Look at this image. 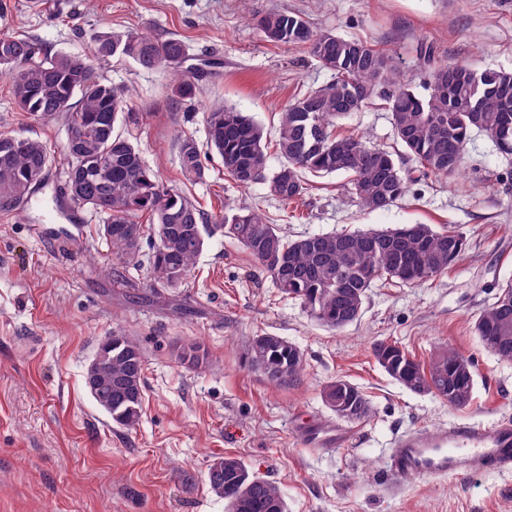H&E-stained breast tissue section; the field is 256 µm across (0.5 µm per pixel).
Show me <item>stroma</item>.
<instances>
[{
    "instance_id": "1",
    "label": "stroma",
    "mask_w": 512,
    "mask_h": 512,
    "mask_svg": "<svg viewBox=\"0 0 512 512\" xmlns=\"http://www.w3.org/2000/svg\"><path fill=\"white\" fill-rule=\"evenodd\" d=\"M11 33L44 52L88 53L96 34L131 30L184 41L190 64L216 67L198 99L172 96V76L129 60L98 71L128 91L118 129L136 142L160 182L211 216L257 209L289 238L386 229L403 224L455 227L467 246L448 272L418 286L380 283L360 319L333 332L283 296L258 262L223 230L211 228L189 278L152 293L149 259L156 239L146 225L139 261L122 265L88 214L81 224H45L43 205L62 198L68 160L62 121L19 111L0 81V131L40 139L53 163L23 215L0 208V512H226L209 488L213 460L234 455L278 485L287 512H512V470L472 477L394 476L387 468L396 436L458 423L512 419V364L486 351L474 332L497 285L512 279V164L487 136L466 147L453 183L412 182L385 210L361 209L344 177H309L302 201L283 205L265 185L238 186L207 143L205 114L229 105L275 135L281 108L332 79L299 46L267 42L253 20L295 12L313 29L359 39L390 53L400 79L421 87L415 48L433 44L438 61L512 70V0H0ZM343 135L412 161L394 136L382 97L339 121ZM193 136L205 156L203 179L185 178L177 141ZM123 330L145 357L142 418L132 430L112 423L88 392L86 367L100 342ZM274 334L307 359L300 384H269L245 362L249 341ZM197 339L208 353L198 367L176 347ZM395 343L418 360L453 348L475 363L473 400L450 408L412 393L378 365L373 347ZM358 385L373 413L347 422L327 409L322 387L336 378Z\"/></svg>"
}]
</instances>
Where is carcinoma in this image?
Listing matches in <instances>:
<instances>
[{"instance_id":"cac0c4a2","label":"carcinoma","mask_w":512,"mask_h":512,"mask_svg":"<svg viewBox=\"0 0 512 512\" xmlns=\"http://www.w3.org/2000/svg\"><path fill=\"white\" fill-rule=\"evenodd\" d=\"M273 43L300 45L333 73L326 85L293 98L281 111L275 140L278 168L271 169L267 135L261 124L235 108L206 113L210 148L224 170L243 187L262 183L282 202L307 192L305 175L345 174L347 189L364 209L375 211L401 200L408 181L394 155L372 146L362 135H338V121L361 110L383 91L397 141L422 173L452 180L464 169L465 149L475 132L491 137L501 153L512 155V71L477 69L465 61L435 60L424 43L417 54L428 70L427 93L397 80L392 55L360 40L331 31H315L300 15L272 11L254 18ZM111 57L129 59L145 70L165 69L173 76L172 94L196 98L202 76L183 67L187 48L177 38L158 39L133 31L112 30L95 39L91 55L59 52L43 55L28 37L0 35V77L9 78L17 107L44 122L61 119L68 158L66 191L77 205L101 218L100 232L113 256L138 262L143 224L156 226L150 257L154 283L174 288L187 278L206 246L204 217L187 197L165 187L149 170L137 145L117 131L128 110L125 91L100 76L95 64ZM183 175L200 180L201 151L191 136L178 138ZM51 164V153L38 139L0 134V205L24 201ZM213 222L236 240L271 276L276 288L297 300L320 325L341 330L357 321L370 288L379 282L426 283L446 272L465 250L457 230L437 231L428 224L392 230L322 233L290 240L256 211L226 212ZM475 333L500 362H512V280L498 285L494 301L478 315ZM374 357L385 373L396 361L404 377L394 381L416 394H432L448 406L465 408L474 390L472 360L444 349L424 363L402 347L375 344ZM177 357L197 365L201 346L184 340ZM249 366L271 384L291 387L302 381L304 352L274 334L255 336L246 352ZM144 354L137 337L112 334V358L92 367L103 385H112V421L127 429L141 419ZM344 393L336 409V393ZM324 405L350 422L368 419L372 406L363 390L343 379L321 390ZM220 472L208 479L224 499L227 512H287L280 488L256 475L240 458L213 461Z\"/></svg>"}]
</instances>
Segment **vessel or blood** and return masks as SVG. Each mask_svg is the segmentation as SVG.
<instances>
[{
    "label": "vessel or blood",
    "instance_id": "1",
    "mask_svg": "<svg viewBox=\"0 0 512 512\" xmlns=\"http://www.w3.org/2000/svg\"><path fill=\"white\" fill-rule=\"evenodd\" d=\"M388 465L392 472L429 479L512 470V421L402 434L393 443Z\"/></svg>",
    "mask_w": 512,
    "mask_h": 512
}]
</instances>
